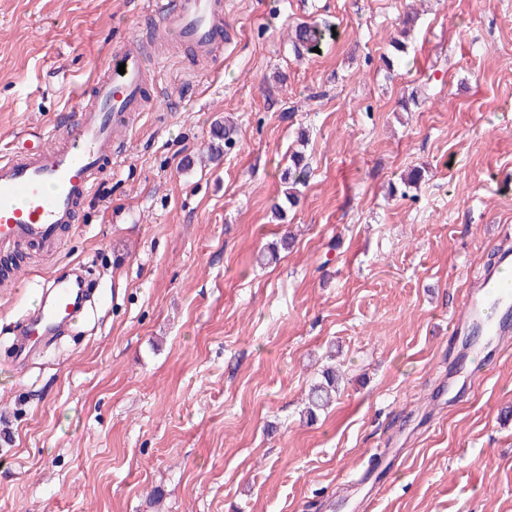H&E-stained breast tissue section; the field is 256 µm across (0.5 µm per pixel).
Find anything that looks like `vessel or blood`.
<instances>
[{"instance_id":"1","label":"vessel or blood","mask_w":512,"mask_h":512,"mask_svg":"<svg viewBox=\"0 0 512 512\" xmlns=\"http://www.w3.org/2000/svg\"><path fill=\"white\" fill-rule=\"evenodd\" d=\"M143 11L180 40L213 56L224 29V0H143ZM148 68L132 46L113 47L106 74L84 88L83 102L64 113L41 147L0 157V252L32 249L57 255L86 200L112 170L119 129L151 105ZM512 270V244L498 248L497 263L471 283L451 320L452 335L481 331L489 339L512 335V289L501 273ZM47 299L22 321L19 357L52 336L81 302L79 281L46 280Z\"/></svg>"}]
</instances>
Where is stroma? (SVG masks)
I'll return each mask as SVG.
<instances>
[{"label":"stroma","mask_w":512,"mask_h":512,"mask_svg":"<svg viewBox=\"0 0 512 512\" xmlns=\"http://www.w3.org/2000/svg\"><path fill=\"white\" fill-rule=\"evenodd\" d=\"M139 3L0 0V151L147 41ZM313 18L335 34L295 56ZM224 21L209 60L156 44V108L41 268L86 267L83 319L16 370L37 283L0 293V512H362L374 469L373 512H512V344L468 385L448 333L512 231V0H224ZM325 365L343 381L310 420ZM291 164L284 170L282 179L286 184L284 197L286 203L294 206L298 202V194L300 193L298 186H305L309 175V166L304 161V157L299 154L290 156Z\"/></svg>","instance_id":"obj_1"}]
</instances>
